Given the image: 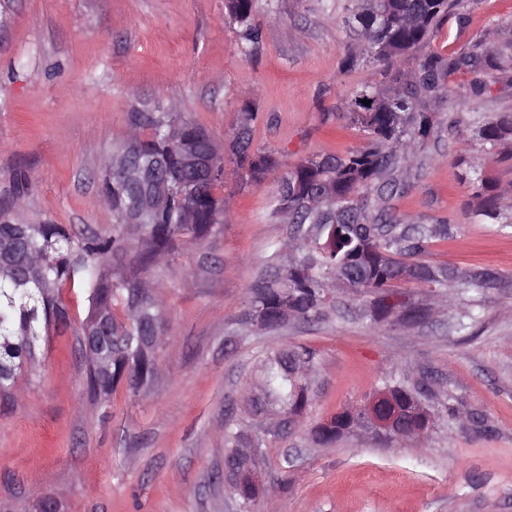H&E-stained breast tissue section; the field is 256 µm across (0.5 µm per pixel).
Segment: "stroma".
I'll use <instances>...</instances> for the list:
<instances>
[{
    "instance_id": "1",
    "label": "stroma",
    "mask_w": 512,
    "mask_h": 512,
    "mask_svg": "<svg viewBox=\"0 0 512 512\" xmlns=\"http://www.w3.org/2000/svg\"><path fill=\"white\" fill-rule=\"evenodd\" d=\"M356 0H259L254 54L224 0H0V205L17 222L111 231L105 159L125 141L132 110L178 107L217 140L254 114L253 146L283 169L364 144L345 104L381 77L365 60L344 68L354 34L341 24ZM432 52H492L491 94L435 103L432 137L399 171L387 203L403 224H448L426 262L457 273L437 307L429 288L400 283L426 317L377 321L374 298L337 287L319 321L277 331L242 324L251 287L290 236L268 217L277 176L243 180L226 163L224 222L150 278L167 327L158 379L89 394L76 337L82 288L67 289L71 326L45 337L35 375L0 405V512H36L50 495L65 512H241L224 484V420L245 413L263 353L280 341L315 350L312 403L269 436L257 468L256 512H512V212L477 216L466 178L512 191V139L485 142L487 117L512 113V0H458ZM427 378L430 425L421 442L371 432L314 441L330 416L383 382Z\"/></svg>"
}]
</instances>
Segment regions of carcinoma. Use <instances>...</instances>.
Instances as JSON below:
<instances>
[{"instance_id":"obj_1","label":"carcinoma","mask_w":512,"mask_h":512,"mask_svg":"<svg viewBox=\"0 0 512 512\" xmlns=\"http://www.w3.org/2000/svg\"><path fill=\"white\" fill-rule=\"evenodd\" d=\"M257 0H225L228 16L241 27L246 46L254 49L260 30L252 16ZM356 12L343 25L359 32V43L348 51L345 67L368 59L389 68L390 85H361L348 101L353 123L367 136L366 146L344 156L309 157L291 169L280 182L270 217L294 225L289 238L288 263L251 288L242 322L251 323V313L263 315L264 328H280L290 317L304 321L324 315L328 297L338 284L356 294L377 297L378 320L393 313L410 322L426 308L399 298L397 284L406 278L429 288H442L455 278L446 267L421 260L431 239L448 235V225L393 224L386 209L370 213V195L380 201L395 195L398 184L389 177L399 160H407L417 146L428 140L435 125L429 101L453 96L480 99L491 92L487 70L494 60L476 56L456 57L427 51L438 36L454 0H359ZM411 56L414 69L392 71L395 61ZM467 69L478 72L461 91L451 89V73ZM370 104L365 105L362 100ZM253 114L244 113L233 133V162L247 167L258 182L279 165L272 154L251 151ZM483 140L494 144L512 135V113H503L481 129ZM129 139L136 144L130 165L142 172H157L166 184L167 202L149 214L141 212V200L152 184L143 177L130 180L103 169V194L112 207V232L79 235L62 224H27L12 221L0 211V400L14 398L15 378L34 361L36 342L49 329L69 322L62 292L75 285L88 301L87 321L98 322L110 373L95 367L86 357L89 391L100 397L124 384L136 394L158 377L157 351L143 343L165 333L147 274L178 250L193 248L224 223V199L215 189L224 184V149L216 146L218 174L207 179L197 192L188 191L197 173L182 166L184 152H200L213 137L192 117L177 109L171 112L130 113ZM478 213L496 219L499 198L484 193L485 183L475 174ZM119 266L109 268V261ZM316 359L307 347L281 343L259 365L261 395L248 398L257 415L272 403L287 416H299L311 402V374ZM416 401L430 392L418 381L394 386ZM360 405L338 413L316 430L327 442L358 428ZM267 432L249 434L233 416L224 425V463L236 460L244 438L251 447H264ZM244 512H253L258 493L249 483L232 486Z\"/></svg>"}]
</instances>
